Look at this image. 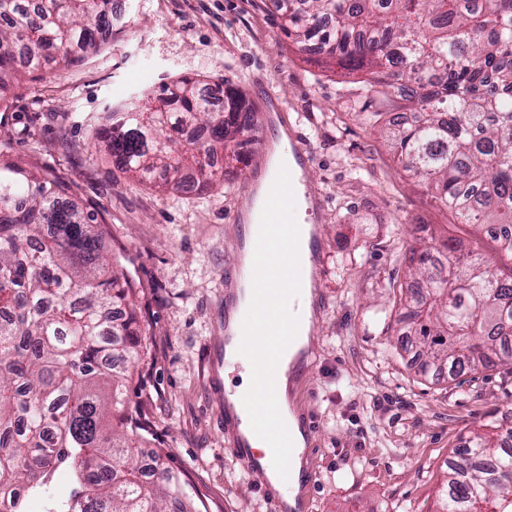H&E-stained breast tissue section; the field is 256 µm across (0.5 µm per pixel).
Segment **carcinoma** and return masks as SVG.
<instances>
[{
	"mask_svg": "<svg viewBox=\"0 0 512 512\" xmlns=\"http://www.w3.org/2000/svg\"><path fill=\"white\" fill-rule=\"evenodd\" d=\"M284 33L361 73V98L400 96L413 122L361 112L404 169L467 223L512 226V0H277ZM112 0H0V97L27 69L67 67L112 34ZM156 106L123 105L93 132L125 172L181 191L224 184L255 115L242 92L182 77ZM224 168L213 167L214 158ZM105 230L65 190L0 163V512L30 495L49 512H208L130 393L147 355L133 338L137 285L114 268ZM450 240L425 247L410 334L425 373L512 364V277ZM67 470L73 487L53 492ZM512 448L475 434L448 459L436 512H512Z\"/></svg>",
	"mask_w": 512,
	"mask_h": 512,
	"instance_id": "carcinoma-1",
	"label": "carcinoma"
}]
</instances>
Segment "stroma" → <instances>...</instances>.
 Returning <instances> with one entry per match:
<instances>
[{"mask_svg": "<svg viewBox=\"0 0 512 512\" xmlns=\"http://www.w3.org/2000/svg\"><path fill=\"white\" fill-rule=\"evenodd\" d=\"M121 26L69 67L26 75L0 99V161L61 183L107 229L105 245L142 289L136 314L148 369L133 397L149 418L151 447L206 494L210 512H267L259 481L224 441L210 349L224 343V268L234 261L231 214L251 169L223 186L162 189L95 150L92 130L122 104L180 77L227 84L258 103L278 93L289 128L309 148L307 175L324 208L318 227L325 274L316 305L309 375L295 410L313 411L308 445L317 478L309 512H433L445 463L472 432L512 429V368L454 381L423 375L403 350L411 302V250L446 237L512 275L486 225L463 223L428 185L404 171L362 108L398 105L360 97L358 74L299 52L273 0H115Z\"/></svg>", "mask_w": 512, "mask_h": 512, "instance_id": "obj_1", "label": "stroma"}]
</instances>
